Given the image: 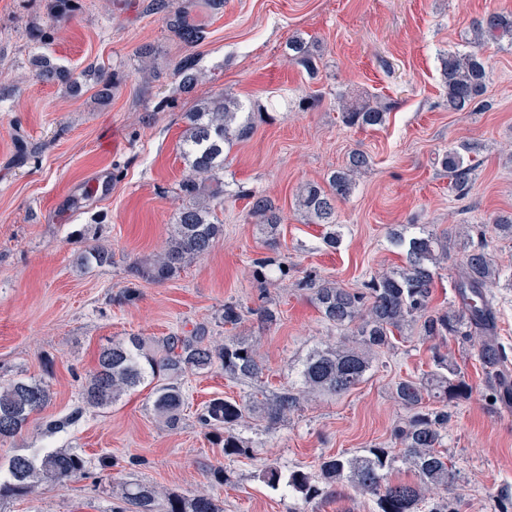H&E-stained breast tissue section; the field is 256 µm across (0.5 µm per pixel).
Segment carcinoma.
<instances>
[{
    "instance_id": "1",
    "label": "carcinoma",
    "mask_w": 512,
    "mask_h": 512,
    "mask_svg": "<svg viewBox=\"0 0 512 512\" xmlns=\"http://www.w3.org/2000/svg\"><path fill=\"white\" fill-rule=\"evenodd\" d=\"M82 8V0H52L50 23L30 32L31 41L47 45L62 26ZM145 9L162 15L170 30L183 43L185 54L174 66L180 78L179 89L189 92L197 83L196 48L207 39L205 25L191 18L177 6V0H147ZM512 42V17L495 11L486 12L472 25L466 52L441 55L440 74L448 96V109L463 111L481 101L488 79L483 48L489 42ZM290 59L301 66L309 77L317 66L308 43L301 38L288 42ZM31 71L38 80L61 85L69 90L77 87L76 78L67 68L53 63L44 54L29 58ZM86 76L98 87V95L109 98L119 82L115 72L92 67ZM243 105L220 94L203 106L184 113L187 129L182 154L188 171L179 183L183 203L176 213L173 231L164 249L151 258L136 260L128 273L136 280L162 283L177 277L194 260L206 255L216 238L223 235L224 224L216 213L224 204V149L250 139L253 126L249 117L240 113ZM343 120L358 127L381 126L387 108L367 99H351L341 106ZM478 147L462 142L448 150L442 165L455 179L458 192L467 187L471 162ZM371 164V156L361 150L349 155L342 170L329 176L327 186L307 184L297 195L298 211L311 224L327 226L324 243L336 247V202L348 198L356 176ZM250 215L261 231L273 241L283 216L272 198L252 195ZM393 245L403 251L404 262L371 277L364 290H351L329 280L306 281L313 290L311 301L322 318L340 330L350 333L334 346L312 351L299 371L302 387L286 386L263 401L241 402L214 399L199 416V421L217 442H224V457L250 458L254 449L235 438H223V430L245 418L257 417L272 429L288 415L298 412L302 404L323 395L346 393L361 383L372 367L378 352L395 344L407 326L421 323L424 338L430 341L447 336H467L478 344V356L485 382L495 394L512 389V376L506 373L507 357L498 346L494 329V312L487 289L499 282L498 265L482 247H470L456 283L461 308L433 311L430 307L432 286L437 268L451 258L455 240L448 233H435L424 224H404L390 233ZM83 266H109L112 251L92 247L80 257ZM278 280H288L289 269L268 258L254 261L253 277L267 282L273 272ZM257 321L270 327L277 324L279 312L269 304L251 311ZM243 319L242 307L236 302L224 304V325L236 327ZM433 369L421 379H401L393 388L394 399L410 416L393 429L398 449L366 448L358 453L334 455L320 460L317 471L303 468L284 475L268 465L260 478L269 487H284L302 503L330 496L336 487L347 484L357 492L375 498L376 512H422L427 496L433 490L451 491L458 473L448 462L443 441L448 430V405L470 398L472 385L464 373L438 351H432ZM216 367L233 381L258 377L262 368L254 344L228 338L215 344L205 331L189 336L173 334L158 340L130 336L101 349L96 363L82 384V406L63 421L46 425L55 433L76 422L86 413L107 408L129 392L146 385L151 387L152 410L163 423L173 429L182 421L186 402L178 378L188 371ZM50 401L49 392L40 380L14 379L0 385V445L13 441L27 429L31 417ZM413 471L415 479L391 481L388 473L396 463ZM88 473V461L76 450L55 449L41 454L14 455L7 470L0 469V497L23 495L42 482H62ZM159 491L147 484L125 488L121 503L112 512H155ZM165 512H221L208 494L193 497L165 496Z\"/></svg>"
}]
</instances>
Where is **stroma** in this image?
<instances>
[{"label": "stroma", "instance_id": "stroma-1", "mask_svg": "<svg viewBox=\"0 0 512 512\" xmlns=\"http://www.w3.org/2000/svg\"><path fill=\"white\" fill-rule=\"evenodd\" d=\"M141 4L126 0L118 9L110 0H84L40 48L27 32L48 23L49 0H0V381L42 379L51 394L28 430L0 446V461L71 448L92 462L89 476L0 499V512H111L128 482L185 497L205 491L223 512H293L295 498L272 490L260 471L270 464L313 471L329 455L391 447L394 426L407 417L392 388L429 369L431 343L419 328H408L349 392L306 403L269 430L249 418L234 426L232 436L251 443L253 458H225L197 416L217 398L271 396L295 381L313 349L338 342L340 331L297 283L311 275L357 289L400 265L388 238L393 225L466 229L470 245L484 246L512 275V240L492 228L496 215L512 212V46L485 48L484 104L464 112L449 111L439 63L440 54L464 49L473 20L512 12V0H224L218 14L205 0H179L208 31L197 49L199 79L185 94L174 74L184 49L162 15ZM297 36L311 44L316 76L289 60ZM146 44L158 50L150 71L137 54ZM37 51L78 75L105 67L121 83L106 104L89 81L77 95L40 83L27 64ZM220 93L237 98L254 125L224 163V234L178 277L138 282L137 300L116 303L129 284L128 264L160 250L182 204V114ZM344 95L386 103L385 124L346 125ZM464 140L478 144L480 163L461 198L440 159ZM355 150L372 164L338 204L341 240L331 248L324 227L297 211L295 194L324 182ZM93 182L103 191L88 194ZM253 192L283 211L276 247L252 222ZM91 245L112 249L113 264L81 269L77 258ZM268 256L288 263L287 284L254 280V259ZM266 300L280 315L268 329L253 314ZM230 301L245 313L232 330L221 320ZM199 327L219 343L229 335L256 341L261 375L235 382L216 368L186 373L184 418L174 429L158 423L143 387L47 433L48 422L81 406L82 382L101 347ZM440 349L473 386L469 400L449 406L444 440L458 471L461 512H512V399L489 400L468 339L448 338ZM103 456L111 457L110 469H99ZM214 466L227 470L229 485L208 480Z\"/></svg>", "mask_w": 512, "mask_h": 512}]
</instances>
